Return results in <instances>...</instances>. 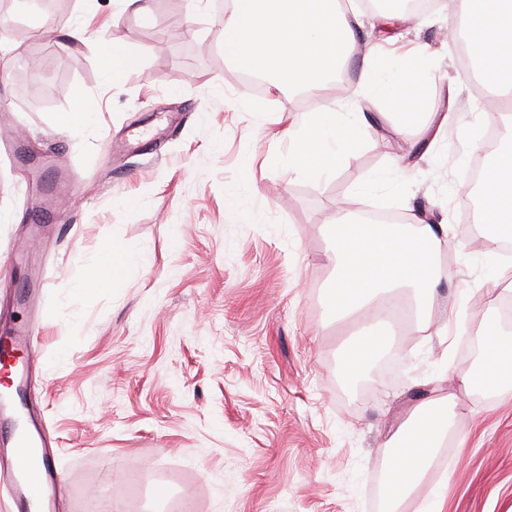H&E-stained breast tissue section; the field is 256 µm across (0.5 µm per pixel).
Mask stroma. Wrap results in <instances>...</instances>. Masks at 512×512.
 I'll return each mask as SVG.
<instances>
[{
  "label": "stroma",
  "mask_w": 512,
  "mask_h": 512,
  "mask_svg": "<svg viewBox=\"0 0 512 512\" xmlns=\"http://www.w3.org/2000/svg\"><path fill=\"white\" fill-rule=\"evenodd\" d=\"M46 48L58 58L42 104L11 78L0 97V140L23 134L28 156L0 154V342L38 316L35 400L53 439L59 512H165L184 496L194 512H386L382 474L396 429L415 407L447 394L441 368L472 373L461 343L478 332L493 284L460 258L456 237L473 203L452 192L488 158L487 94L471 84L444 30L458 15L437 7L434 24L410 30L428 45L425 112L453 109L469 125L444 139L400 192L360 196L353 188L416 143L413 121L386 106L338 96L340 112L363 110L369 125L334 170L288 163V130L324 105L325 94L267 84L244 86L224 56L222 0H69ZM120 38L131 57L112 83L98 41ZM84 100L90 125L67 128L62 113ZM78 177L72 195L50 182ZM62 203L70 220L48 224ZM448 224V280L437 291L433 329L398 320L391 335L409 356L393 380L378 362L361 374L344 365L350 327L328 313L332 265L326 223L337 208L402 213ZM141 255L110 287L74 284L108 247ZM464 310L467 331L437 328ZM453 430L439 449L452 478L448 512H512V388L481 399L456 393ZM141 473V487L128 485Z\"/></svg>",
  "instance_id": "stroma-1"
}]
</instances>
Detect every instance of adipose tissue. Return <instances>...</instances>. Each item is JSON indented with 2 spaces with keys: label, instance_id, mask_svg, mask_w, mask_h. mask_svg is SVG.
<instances>
[{
  "label": "adipose tissue",
  "instance_id": "ef3b65f1",
  "mask_svg": "<svg viewBox=\"0 0 512 512\" xmlns=\"http://www.w3.org/2000/svg\"><path fill=\"white\" fill-rule=\"evenodd\" d=\"M465 22L477 23L469 40L472 59L495 63L498 73L512 71V0H449ZM225 28L236 37L228 55L250 73L306 91H322L337 71L355 67L357 81L349 96L412 105L407 78L409 62L427 58L426 46L409 57L381 59L376 50L361 51L362 17L344 10L339 0H231ZM364 119L359 112H339L329 104L306 114L293 131L295 149L290 161L303 171L335 167L359 139ZM481 212L499 217L481 250L471 258L483 263L494 278H502L505 265L498 253L503 240L512 238V142L501 157L488 164L486 177L476 188ZM328 231V259L334 276L330 305L337 314H362L380 321L399 297H408L414 322L420 330L432 326L434 294L445 280L440 256L448 244V226L419 214L407 223L387 225L383 235L370 237L365 222L350 211L337 210ZM484 334L494 338V348L484 367V382L497 391L512 385V336H501L496 323L483 321ZM455 397L417 407L413 423L399 427L393 443H400L414 422L429 420L431 428L393 458L388 492L395 512L403 509L414 490L427 477L442 440L451 429Z\"/></svg>",
  "mask_w": 512,
  "mask_h": 512
}]
</instances>
